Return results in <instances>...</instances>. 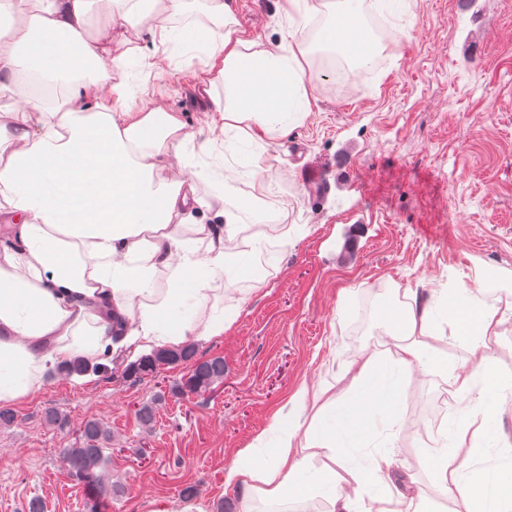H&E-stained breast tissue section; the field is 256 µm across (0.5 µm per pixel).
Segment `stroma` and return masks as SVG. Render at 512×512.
I'll return each mask as SVG.
<instances>
[{"mask_svg": "<svg viewBox=\"0 0 512 512\" xmlns=\"http://www.w3.org/2000/svg\"><path fill=\"white\" fill-rule=\"evenodd\" d=\"M234 11L263 45L288 25L278 0H234ZM382 20L391 34L383 53L341 86L319 72L316 105L300 126L249 147L225 135L208 159L220 174L259 167L267 189L256 196L241 178L229 191L246 207L238 245L261 244L271 258L261 280L244 278L207 307L234 315L224 335L195 343L198 357H223V382L169 396L188 362L124 379L121 367L140 355L133 347L105 357L106 373L46 379L38 396L12 404L15 422L0 426V512H23L35 496L48 512H90L61 460L89 419L112 432L108 512H182L187 485L198 490L193 506L219 512L237 452L268 430L300 383L335 382L366 350L385 348L381 317L358 324L362 301L380 308L407 293L430 303L441 289L464 287L492 306L486 276L512 294V0H408L405 15ZM129 79L178 113L194 140L207 137L211 98L224 93L217 71L176 61L165 77L138 68ZM309 166L321 180L304 177ZM258 208L275 212L271 233L250 232ZM150 402L156 422L145 431L136 411ZM49 408L68 418L65 429L46 423ZM444 409L430 378L412 381L399 425L381 424L362 458L394 446V473L435 497L418 458Z\"/></svg>", "mask_w": 512, "mask_h": 512, "instance_id": "obj_1", "label": "stroma"}]
</instances>
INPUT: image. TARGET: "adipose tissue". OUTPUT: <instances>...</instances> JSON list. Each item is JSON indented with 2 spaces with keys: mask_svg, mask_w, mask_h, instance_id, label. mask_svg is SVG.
Wrapping results in <instances>:
<instances>
[{
  "mask_svg": "<svg viewBox=\"0 0 512 512\" xmlns=\"http://www.w3.org/2000/svg\"><path fill=\"white\" fill-rule=\"evenodd\" d=\"M168 2L152 47L203 52L218 70L224 94L212 100L211 130H233L261 144L312 112L313 77L297 27L261 46L245 37L232 0H204L206 23L186 25L172 18L185 13L187 0ZM92 3L37 0L22 24L0 34V78L25 100L17 123L0 124V211L15 219L8 241H0L2 403L37 395L48 366L114 350L116 314L134 322L132 339L147 349L223 335L234 317L207 315L214 284L253 273L249 255L234 260L224 247L238 222L234 210H225L223 224L198 225L193 239L173 223L179 213L207 209L197 183L229 187L200 162L213 138L194 142L173 112L132 113V83L112 78L144 56L139 49L113 55V31L150 13L155 0H102L101 30L88 39ZM279 8L291 19L325 15L323 40L360 62L382 50L362 22L366 0H279ZM30 77L59 87V96L31 94ZM171 157L189 170L188 178L157 177ZM500 324L496 310L475 306L464 288L420 310L390 308L391 347L351 363L344 391L300 384L288 402L311 407L310 418L276 413L274 441L260 437L238 453L225 491L239 494L240 512H253L257 499L288 512L289 503L317 495L328 499L329 512H387L383 503L391 493L403 512H435V497L395 482L391 454L364 466L352 461L378 421L398 418L406 380L418 372L450 398L440 438L420 460L436 497L451 502L454 512H512V437L499 427L512 402V374L489 353ZM450 345L464 350L466 361L448 355ZM465 447L471 450L466 461L460 458Z\"/></svg>",
  "mask_w": 512,
  "mask_h": 512,
  "instance_id": "obj_1",
  "label": "adipose tissue"
}]
</instances>
